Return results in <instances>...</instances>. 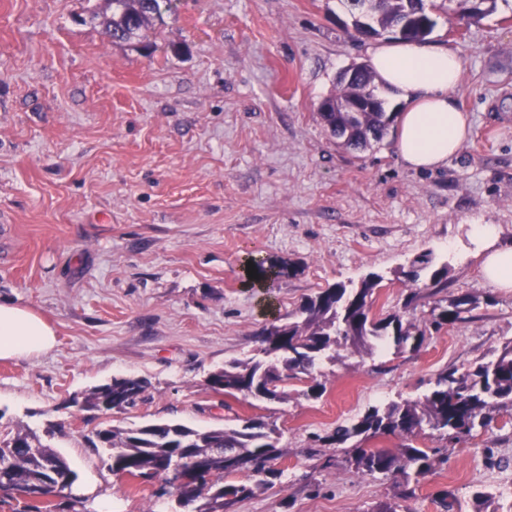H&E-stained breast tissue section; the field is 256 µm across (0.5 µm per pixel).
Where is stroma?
<instances>
[{
  "instance_id": "1",
  "label": "stroma",
  "mask_w": 512,
  "mask_h": 512,
  "mask_svg": "<svg viewBox=\"0 0 512 512\" xmlns=\"http://www.w3.org/2000/svg\"><path fill=\"white\" fill-rule=\"evenodd\" d=\"M426 44L464 59L457 101L472 133L447 165L409 168L394 133L341 145L318 105L340 73L382 39L353 31L347 0H173L147 33L150 52L112 42L108 0H0V301L32 308L56 331L48 354L0 360V431L31 429L77 474L58 512H175L174 496L113 473L88 437L106 425L172 420L208 429L274 422L279 476L233 512H372L392 479L357 474L345 447L315 443L372 407L414 401L437 374L466 371L512 340V289L488 282L472 224L512 246V0L475 23L426 0ZM447 264L439 296L407 304L396 275L419 255ZM292 266L269 288L248 262ZM383 281L371 312L430 324L440 299L470 296L465 322L415 352L335 361L289 380L267 403L213 392L208 376L259 354L255 335L309 297L369 273ZM147 380L143 401L102 415L88 388ZM326 386L322 397L306 391ZM448 462L420 477L410 512H512V411L444 444Z\"/></svg>"
}]
</instances>
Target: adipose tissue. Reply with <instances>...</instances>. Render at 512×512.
<instances>
[{
    "instance_id": "obj_1",
    "label": "adipose tissue",
    "mask_w": 512,
    "mask_h": 512,
    "mask_svg": "<svg viewBox=\"0 0 512 512\" xmlns=\"http://www.w3.org/2000/svg\"><path fill=\"white\" fill-rule=\"evenodd\" d=\"M371 65L400 107L396 149L403 161L415 169L447 164L471 133L470 119L455 98L462 56L445 47L397 39L374 48ZM55 344V330L41 314L0 303V359L44 354Z\"/></svg>"
}]
</instances>
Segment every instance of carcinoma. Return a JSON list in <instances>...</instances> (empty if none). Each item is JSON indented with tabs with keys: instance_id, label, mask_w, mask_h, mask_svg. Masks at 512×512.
Segmentation results:
<instances>
[{
	"instance_id": "obj_1",
	"label": "carcinoma",
	"mask_w": 512,
	"mask_h": 512,
	"mask_svg": "<svg viewBox=\"0 0 512 512\" xmlns=\"http://www.w3.org/2000/svg\"><path fill=\"white\" fill-rule=\"evenodd\" d=\"M112 15L103 24L114 42L134 43L145 32L163 22V10L170 9L171 0H109ZM497 0H465L460 7L463 17L477 21L494 10ZM417 8L429 18L424 0H381L371 15L376 33L396 25L409 7ZM377 88L372 67L361 64V72L351 83L337 82L328 96L332 103L361 97ZM319 116L331 134H339L344 144L358 149L383 138L394 121L393 112H321ZM258 279L265 283L287 274V267L276 261L253 264ZM448 265L438 268L426 256L411 262L404 273L410 289L406 305L421 298L418 282L426 276L430 287L439 293L447 288ZM383 277L371 273L358 285L335 284L307 299L300 315L282 327H267L258 334L259 358L234 360L208 378L214 391L227 396L253 397L280 401L286 397L283 385L300 374L310 373L317 361L332 358L336 349L350 343L366 346L373 338L396 349L418 350L426 340L427 329L417 326L403 315L393 312L383 317L370 315L372 296ZM475 308V301L460 296L450 304L435 306L431 326L439 330L465 320L464 314ZM146 380L137 377L114 378L94 386L82 394L81 408L108 414L133 407L147 390ZM512 409V342L500 353L479 362L462 374L440 373L434 387L419 402L391 403L380 409H369L357 421L339 425L333 434L316 437L322 443L342 445L353 437L368 440L383 435H400L408 440L395 450L379 448L352 449L350 466L368 476L396 475L403 477L400 499L414 496L412 478L421 477L447 462L439 448H419L413 441L428 426L445 440L458 442L478 428L492 423L494 412ZM274 428L259 418H246L235 427L199 430L177 421L150 422L136 427L108 426L95 432L92 445L104 449L113 472L145 480L161 479L155 495L162 497L170 490L178 491L181 507L195 506L194 512H224L237 502L251 498L271 485L275 472L267 463L283 456L286 450L270 442ZM246 468L252 482L228 484L224 478ZM58 474L75 477L67 462L50 446L39 442L32 433L18 429L0 440V491L16 493L27 504L24 512H42L34 497H57L71 488L73 481L60 482ZM181 478L190 483L180 488Z\"/></svg>"
}]
</instances>
